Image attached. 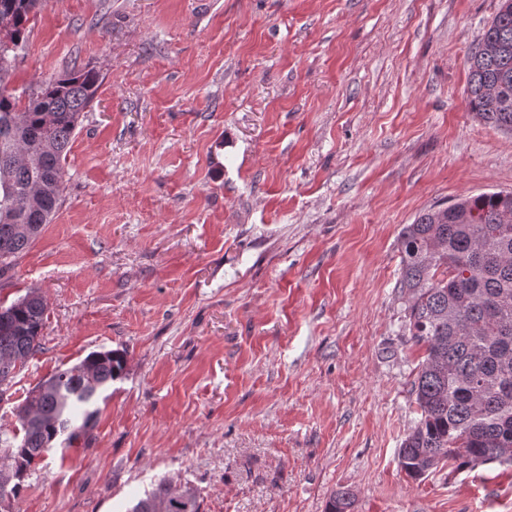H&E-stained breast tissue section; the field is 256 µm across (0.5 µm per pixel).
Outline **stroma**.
Returning <instances> with one entry per match:
<instances>
[{"instance_id": "1", "label": "stroma", "mask_w": 512, "mask_h": 512, "mask_svg": "<svg viewBox=\"0 0 512 512\" xmlns=\"http://www.w3.org/2000/svg\"><path fill=\"white\" fill-rule=\"evenodd\" d=\"M500 0H40L13 89L101 75L63 203L0 301L47 303L0 399L120 350L90 439L43 452L16 512H512V467L423 481L399 447L424 355L398 288L423 210L512 191V133L470 112ZM165 505V512H201V501L197 491L185 486L176 492L166 481H160L152 491L139 498L129 512H159Z\"/></svg>"}]
</instances>
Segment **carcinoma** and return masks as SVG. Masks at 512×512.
Here are the masks:
<instances>
[{"instance_id": "cac0c4a2", "label": "carcinoma", "mask_w": 512, "mask_h": 512, "mask_svg": "<svg viewBox=\"0 0 512 512\" xmlns=\"http://www.w3.org/2000/svg\"><path fill=\"white\" fill-rule=\"evenodd\" d=\"M38 0H0L10 23L0 40V276L26 252L62 205L63 162L80 116L93 103L99 74L68 72L26 104L7 90L11 63L26 42ZM469 62L467 103L483 122L512 131V0L485 28ZM399 288L409 332L424 347L413 381L421 418L399 448L417 481L448 465L512 466V193L486 192L435 205L405 225ZM47 304L29 292L0 304V384L41 349ZM124 354L100 351L56 371L17 407L18 432L0 435V512L10 507L45 448L62 437L88 439L98 391L119 378ZM201 512L197 491L159 482L129 512ZM346 491L325 512H350Z\"/></svg>"}]
</instances>
